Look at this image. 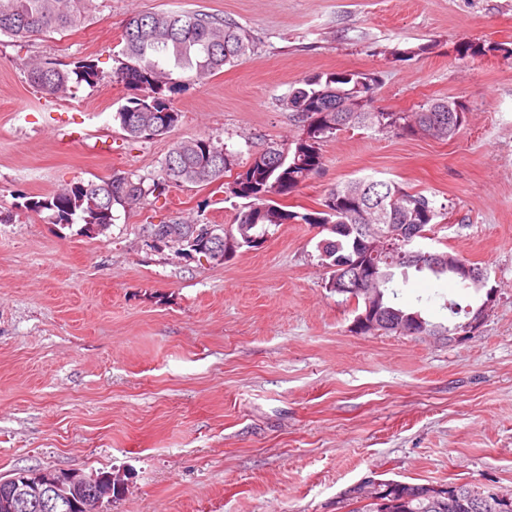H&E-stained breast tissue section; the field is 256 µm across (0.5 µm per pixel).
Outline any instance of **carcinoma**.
Masks as SVG:
<instances>
[{
    "instance_id": "cac0c4a2",
    "label": "carcinoma",
    "mask_w": 512,
    "mask_h": 512,
    "mask_svg": "<svg viewBox=\"0 0 512 512\" xmlns=\"http://www.w3.org/2000/svg\"><path fill=\"white\" fill-rule=\"evenodd\" d=\"M81 0H0V36L28 38L77 27L81 23ZM122 59L112 74L106 75L90 60L78 59L62 68L50 59L28 63V77L41 93L62 97L75 86H94L105 81L120 83L133 94L126 98L114 119L132 140L152 139L164 135L180 122L181 114L174 106L178 83L165 64L193 78L202 79L234 65L246 55L253 39L240 24L203 10L187 13L138 14L130 17L123 34ZM496 50L480 42H465L458 48L463 57H479ZM375 74L347 69L317 73L299 81L286 99V105L298 122L309 123L301 133L285 145H270L252 154L248 163L227 183V192L247 203L234 222L224 226L222 237L214 242L223 259L243 247L259 248L271 227L282 224L334 225L332 237L318 245L321 264L336 276L339 267L356 259L368 260L362 242L367 240V226H391L401 231L408 227L431 232L441 212L434 200L416 192H408L394 181L359 178L331 188L325 195L322 210L298 213L283 208L274 200L287 196L323 165L322 145L327 138L347 128L363 127L409 136L416 128H429L438 116L436 110L451 106L459 126L467 121L462 103L447 98L435 99L417 112H387L374 106ZM371 94L366 111L357 119L342 121L336 111V93ZM236 166L233 154L224 144L206 135L172 143L161 164V176L147 184L142 179L115 173L110 178L112 195L100 193L94 209L83 202V187L93 188L105 183L77 181L48 196L18 194V207L31 211L49 210L58 224H112L113 208L146 205L149 197L163 193L172 185L210 183L220 172ZM380 267L377 288L380 307L390 310L385 332H396L395 326L415 323L430 336H446L463 329L464 323L432 322L420 311L401 307L394 286L396 271L407 277L408 270L427 272L437 279L447 277L463 288H470L451 269L418 266L417 260L391 258L377 260ZM349 488L344 498L353 501L350 512H442L440 502L423 484L389 479L379 483L376 500L362 504Z\"/></svg>"
}]
</instances>
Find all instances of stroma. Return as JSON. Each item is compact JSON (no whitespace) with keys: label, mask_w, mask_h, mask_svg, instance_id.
Instances as JSON below:
<instances>
[{"label":"stroma","mask_w":512,"mask_h":512,"mask_svg":"<svg viewBox=\"0 0 512 512\" xmlns=\"http://www.w3.org/2000/svg\"><path fill=\"white\" fill-rule=\"evenodd\" d=\"M204 10L245 27L254 50L183 81L169 134L126 137L123 85L45 96L28 61L111 71L136 13ZM495 45L461 57L464 41ZM425 46L412 58L394 49ZM375 73L376 104L467 108L446 141L339 131L285 205L320 210L334 185L393 180L433 198L426 247L487 268L497 301L465 341L358 335L356 304L327 288L307 224L216 264L143 244L173 220L230 224L243 201L219 182L115 207L102 234L18 206L76 181L159 177L173 141L208 134L245 165L299 133L283 99L306 75ZM0 473L118 472L107 512H336L373 477L491 484L512 493V0H89L76 28L0 37ZM472 290L409 272L399 302L431 321Z\"/></svg>","instance_id":"1"}]
</instances>
